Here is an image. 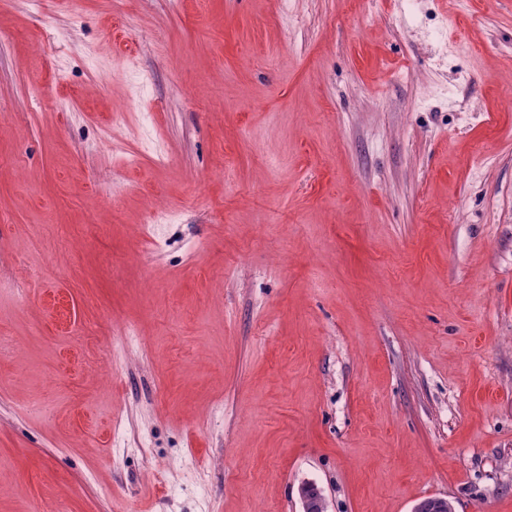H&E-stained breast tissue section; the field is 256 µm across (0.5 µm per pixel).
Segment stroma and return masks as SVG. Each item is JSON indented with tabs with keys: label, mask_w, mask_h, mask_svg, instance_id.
<instances>
[{
	"label": "stroma",
	"mask_w": 512,
	"mask_h": 512,
	"mask_svg": "<svg viewBox=\"0 0 512 512\" xmlns=\"http://www.w3.org/2000/svg\"><path fill=\"white\" fill-rule=\"evenodd\" d=\"M511 99L512 0H0V512H512Z\"/></svg>",
	"instance_id": "stroma-1"
}]
</instances>
